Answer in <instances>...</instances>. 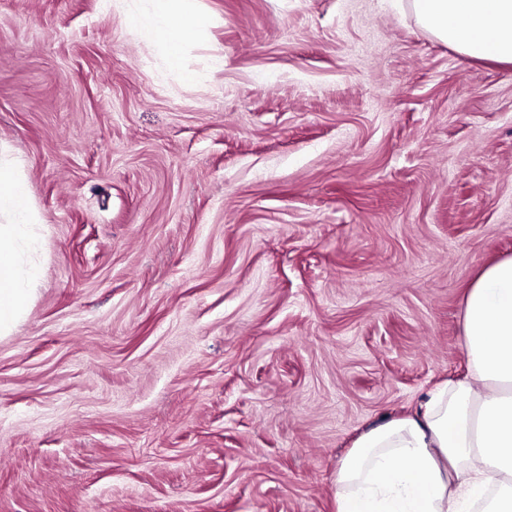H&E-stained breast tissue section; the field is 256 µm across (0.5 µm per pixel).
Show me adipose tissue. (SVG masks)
Wrapping results in <instances>:
<instances>
[{"instance_id":"ef3b65f1","label":"adipose tissue","mask_w":512,"mask_h":512,"mask_svg":"<svg viewBox=\"0 0 512 512\" xmlns=\"http://www.w3.org/2000/svg\"><path fill=\"white\" fill-rule=\"evenodd\" d=\"M189 0H151L148 30L170 67L202 26ZM421 27L459 53L512 64V0H410ZM0 334L26 311L37 272L25 265V183L0 163ZM467 372L410 413L353 443L336 471V512H512V256L483 268L463 306Z\"/></svg>"}]
</instances>
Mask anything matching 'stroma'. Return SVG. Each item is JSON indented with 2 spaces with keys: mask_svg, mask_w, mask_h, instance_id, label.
Returning <instances> with one entry per match:
<instances>
[{
  "mask_svg": "<svg viewBox=\"0 0 512 512\" xmlns=\"http://www.w3.org/2000/svg\"><path fill=\"white\" fill-rule=\"evenodd\" d=\"M150 8L0 0L38 271L0 512H336L354 440L466 372L465 294L512 255V65L408 0H194L173 70Z\"/></svg>",
  "mask_w": 512,
  "mask_h": 512,
  "instance_id": "obj_1",
  "label": "stroma"
}]
</instances>
